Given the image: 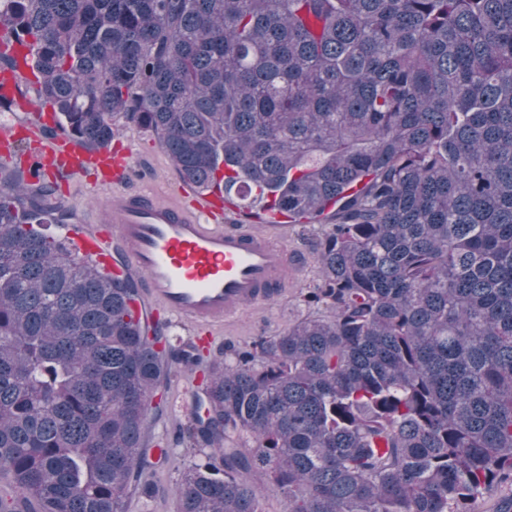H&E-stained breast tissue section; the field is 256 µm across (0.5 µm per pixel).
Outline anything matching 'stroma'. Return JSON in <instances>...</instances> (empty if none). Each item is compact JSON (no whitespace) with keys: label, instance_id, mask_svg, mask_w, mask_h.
<instances>
[{"label":"stroma","instance_id":"35a3bbf8","mask_svg":"<svg viewBox=\"0 0 512 512\" xmlns=\"http://www.w3.org/2000/svg\"><path fill=\"white\" fill-rule=\"evenodd\" d=\"M117 128V140L128 147L132 157V165L124 181L125 188L145 191L167 202L180 200V191L185 183L161 149L156 135L123 120L118 121ZM112 192L109 186L92 188L81 181L73 182L69 194L60 198L62 206L70 214V229L81 232L100 227L105 217V202ZM322 231L319 224H289L276 231L278 242L305 259L280 297L254 306L240 318L224 323L212 333L188 324L173 323L167 328L169 336L193 340L201 348L204 360L208 361L255 341L272 339L288 325L310 316L312 310L304 304L303 296L319 277L316 241ZM201 382V366L188 367L179 360H172L169 380L161 390L165 414L151 425L149 436L168 439L177 454V461L160 464L153 470L151 479L157 487L156 496L147 500L131 497L129 512H180L176 493L180 471L203 462L206 455L205 449L195 446L183 434L197 411Z\"/></svg>","mask_w":512,"mask_h":512}]
</instances>
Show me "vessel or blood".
<instances>
[{"instance_id":"obj_1","label":"vessel or blood","mask_w":512,"mask_h":512,"mask_svg":"<svg viewBox=\"0 0 512 512\" xmlns=\"http://www.w3.org/2000/svg\"><path fill=\"white\" fill-rule=\"evenodd\" d=\"M0 48L16 60L0 72V159L20 155L24 169L42 176L76 177L93 172L99 185L113 186L107 204L111 231L73 237L76 255L92 260L104 275L145 274L143 294L155 309L174 320L205 329L222 326L256 304L279 297L302 258L251 224L217 223L224 191L213 188L193 208L161 201L147 193L120 189L129 156L110 149L91 150L69 136L37 138L35 129L13 122L24 109L18 87L32 79L30 50L4 26ZM31 141L20 151L22 141Z\"/></svg>"}]
</instances>
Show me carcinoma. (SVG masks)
Segmentation results:
<instances>
[{
  "mask_svg": "<svg viewBox=\"0 0 512 512\" xmlns=\"http://www.w3.org/2000/svg\"><path fill=\"white\" fill-rule=\"evenodd\" d=\"M38 105L107 146L123 118L181 178L332 224L327 314L212 359L181 512H468L512 481V0H0ZM0 180V512H127L176 349Z\"/></svg>",
  "mask_w": 512,
  "mask_h": 512,
  "instance_id": "carcinoma-1",
  "label": "carcinoma"
}]
</instances>
